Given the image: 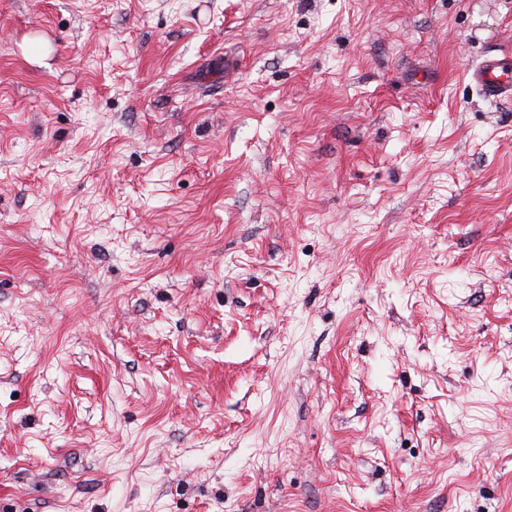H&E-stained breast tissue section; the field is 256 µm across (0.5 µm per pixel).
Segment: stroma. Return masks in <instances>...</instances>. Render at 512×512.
Masks as SVG:
<instances>
[{
    "label": "stroma",
    "instance_id": "stroma-1",
    "mask_svg": "<svg viewBox=\"0 0 512 512\" xmlns=\"http://www.w3.org/2000/svg\"><path fill=\"white\" fill-rule=\"evenodd\" d=\"M512 0H0V512H512ZM465 76L486 99H512V56L491 53L465 68Z\"/></svg>",
    "mask_w": 512,
    "mask_h": 512
}]
</instances>
